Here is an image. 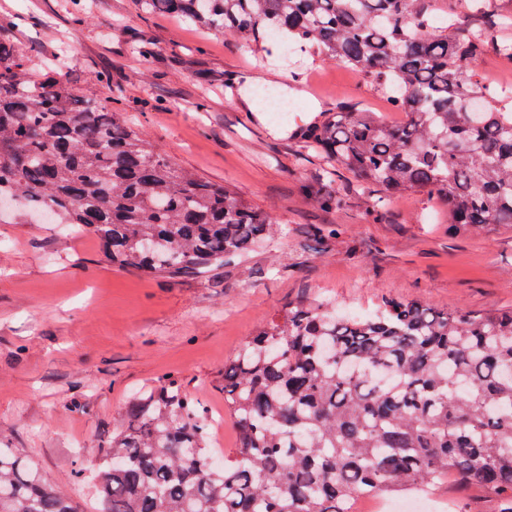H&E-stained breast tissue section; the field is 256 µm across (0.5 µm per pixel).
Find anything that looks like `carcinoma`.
I'll use <instances>...</instances> for the list:
<instances>
[{
    "mask_svg": "<svg viewBox=\"0 0 512 512\" xmlns=\"http://www.w3.org/2000/svg\"><path fill=\"white\" fill-rule=\"evenodd\" d=\"M509 8L469 0H135L265 52L277 34L359 72L403 114L398 125L348 103L286 144L311 147L354 181L315 173L326 211L379 224L412 191L448 202L471 231L512 224L509 99L460 73L488 54L512 63ZM0 18V200L10 223L69 224L99 261L175 281L262 247L271 215L155 150L124 117L125 96H80L37 65ZM235 448L213 464L203 405L175 377L130 399L105 444L98 512H352L455 477L512 512V311L481 315L388 299L350 318L296 303L224 366ZM0 512H77L16 448L0 447Z\"/></svg>",
    "mask_w": 512,
    "mask_h": 512,
    "instance_id": "1",
    "label": "carcinoma"
}]
</instances>
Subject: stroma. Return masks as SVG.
Returning a JSON list of instances; mask_svg holds the SVG:
<instances>
[{"instance_id":"1","label":"stroma","mask_w":512,"mask_h":512,"mask_svg":"<svg viewBox=\"0 0 512 512\" xmlns=\"http://www.w3.org/2000/svg\"><path fill=\"white\" fill-rule=\"evenodd\" d=\"M87 4L81 20L70 0H0V17L26 18L16 33L21 47L42 56L66 49L65 75L77 94L109 72L153 147L272 212L279 232L208 279L172 282L99 264L95 241L66 225L0 223V443L30 456L81 512L96 506L104 438L130 396L160 379L178 377L206 406L216 456L234 448L224 366L289 303L308 299L351 316L373 313L387 298L475 314L512 310V226L455 231L443 201L422 193L394 199L379 224L328 212L302 193L324 158L312 149L276 154L291 131L342 102L395 122L363 76L295 53L261 59L169 15H141L132 0ZM136 41L153 43V55L133 52ZM228 72L239 80L231 94ZM260 86L291 104L287 118L255 96ZM202 94L209 107L199 112L193 103ZM321 225L337 236L315 242L310 231ZM75 384L88 411L71 404ZM433 497L453 512H498L474 486L451 483Z\"/></svg>"}]
</instances>
